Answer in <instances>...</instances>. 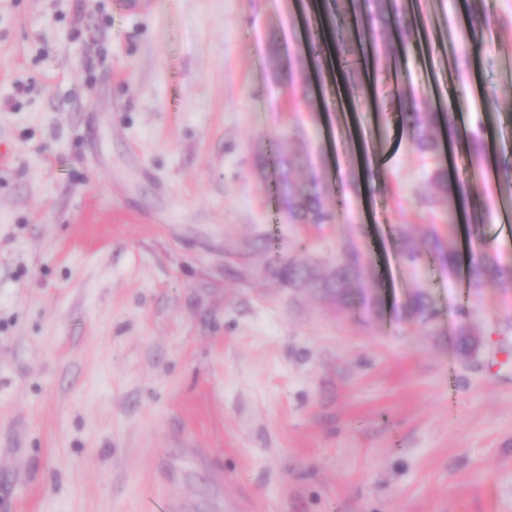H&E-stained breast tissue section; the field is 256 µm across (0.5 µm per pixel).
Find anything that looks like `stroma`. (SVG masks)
Returning <instances> with one entry per match:
<instances>
[{"instance_id": "obj_1", "label": "stroma", "mask_w": 512, "mask_h": 512, "mask_svg": "<svg viewBox=\"0 0 512 512\" xmlns=\"http://www.w3.org/2000/svg\"><path fill=\"white\" fill-rule=\"evenodd\" d=\"M413 19L377 57L351 0H0V512H512V285L398 250L512 265V0ZM347 245L357 317L273 274ZM405 120L407 124H410L415 129L416 145L421 150L430 149L434 147V137L428 133V129L432 127L435 123L434 116H430L425 120V118L419 112H417L416 109H413L412 112L405 113ZM282 197L289 214L296 224H332L333 213L326 209L321 194L313 182L295 185L284 174L281 183Z\"/></svg>"}]
</instances>
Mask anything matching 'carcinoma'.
Segmentation results:
<instances>
[{
  "mask_svg": "<svg viewBox=\"0 0 512 512\" xmlns=\"http://www.w3.org/2000/svg\"><path fill=\"white\" fill-rule=\"evenodd\" d=\"M405 120L416 131V145L422 149L434 147V137L428 129L435 123V118L423 117L419 112L405 113ZM282 197L289 214L297 224H331L333 213L326 209L321 194L316 190L314 183L296 185L289 174H284L281 183ZM428 194L442 193L454 196L452 188L443 172H436L426 185ZM429 261L442 268L452 269L457 263V252L452 248H445L438 239H433ZM276 277L287 288L315 291L334 304L342 307L352 314L360 303L358 289L354 284L362 277V265L355 256L348 252L342 262L329 271H324L313 265L297 264L292 261L276 260ZM470 278L473 286L480 287L486 279L498 280L503 283L512 282V267L503 266L496 258L485 253H475L470 261ZM409 310L427 323L433 317V312L427 294L420 288L416 289L408 300Z\"/></svg>",
  "mask_w": 512,
  "mask_h": 512,
  "instance_id": "carcinoma-1",
  "label": "carcinoma"
}]
</instances>
